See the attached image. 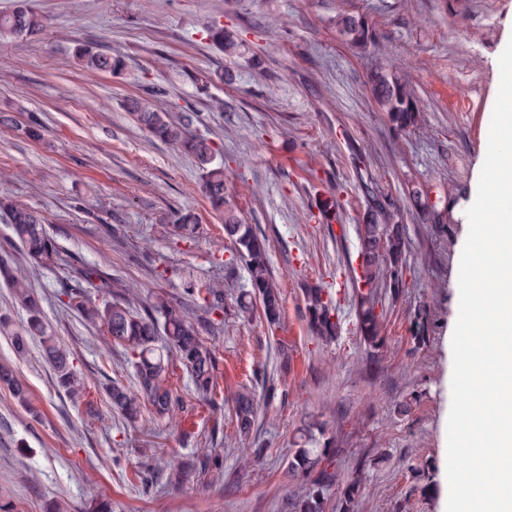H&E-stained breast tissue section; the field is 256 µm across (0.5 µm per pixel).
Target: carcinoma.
<instances>
[{
  "instance_id": "cac0c4a2",
  "label": "carcinoma",
  "mask_w": 512,
  "mask_h": 512,
  "mask_svg": "<svg viewBox=\"0 0 512 512\" xmlns=\"http://www.w3.org/2000/svg\"><path fill=\"white\" fill-rule=\"evenodd\" d=\"M44 26L43 18L18 5L12 12L0 14V35L30 36ZM336 28L354 47H367L373 42V31L362 17L340 14ZM210 39L224 48V54L234 55L239 44L222 28L210 32ZM75 56L91 74L117 75L124 71L125 61L120 55L96 51L79 45ZM379 111L389 124L398 130L417 125L420 106L411 86L397 74L380 64H374L367 73ZM126 109L154 138L173 146L187 149L204 172V192L212 208L223 214L224 236L230 240L233 256L245 261L250 289L242 293L239 306L247 311L253 300H259L262 314L271 335H276L283 325V297L271 276L265 238L252 225L244 223L224 198L225 171L219 164L212 166L215 150L211 142L191 134L190 127L196 113L183 112L172 117L160 112L144 99L126 100ZM361 188L368 205L363 213L359 235L361 282L366 292L358 296V335L364 344L377 349L383 343V313L377 311L376 290L382 286L399 292L406 266V237L402 215L372 180L361 181ZM0 216L11 229L12 239L23 252L27 263L37 267H52L58 263L60 249L53 236L46 232L40 216L12 198L0 195ZM198 220L195 214L179 215L176 228L179 236L191 238L196 233ZM0 283L10 290L12 303L26 311V325L20 331L9 330V321L0 316V333L11 338L15 352L22 355L28 347V338H39L45 357L55 372L57 387L71 398L86 393L84 383L70 363V352L57 340L42 316L41 300L33 291L27 278V269L14 261L12 255H0ZM111 300L97 305L87 300L77 289L68 293L72 309L90 324L100 328L103 335L122 346L129 355L139 394H133L117 382L106 387L110 406L130 423L141 416V400H146L152 414L158 418H173L184 409V401L166 386L172 363L179 362L188 372L193 394L206 401L214 392L217 380V357L212 348L202 340L198 323L189 313L164 295L152 301L135 305L134 291L124 281L114 279L103 283ZM207 311L224 310V287L217 281L206 289ZM305 319L313 336L325 342L337 337V324L333 320V301L322 288L304 291ZM0 385L6 386L17 402L36 416L38 411L31 402L29 390L8 366H0ZM235 418L239 433L248 435L257 418L254 399L248 392H241L235 400ZM333 437L322 424L305 423L299 429L288 460V473L307 483V490L293 501L294 512H329L327 488L333 475L325 465ZM360 482L349 483L337 504L339 512H352L358 496Z\"/></svg>"
}]
</instances>
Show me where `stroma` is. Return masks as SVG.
Instances as JSON below:
<instances>
[{
	"label": "stroma",
	"instance_id": "35a3bbf8",
	"mask_svg": "<svg viewBox=\"0 0 512 512\" xmlns=\"http://www.w3.org/2000/svg\"><path fill=\"white\" fill-rule=\"evenodd\" d=\"M45 26L32 38L0 37V195L37 211L57 241V265L30 272L42 315L71 351L86 385L74 401L56 386L38 339L18 355L0 334V364L28 386L29 414L0 387V512H292L287 461L302 422L336 435L329 490L338 503L361 479L354 512H446L451 340L458 275L477 196L498 86V58L512 41V0H27ZM365 18L366 53L336 31L337 14ZM235 32L239 55L211 41ZM86 44L123 55L122 74L91 75L74 56ZM389 63L424 102L419 125L394 129L367 85L372 62ZM230 71L232 85L200 87ZM194 110V135L232 169L224 198L269 244L284 297V326L269 337L258 315L239 311L247 271L224 238V219L204 195L194 157L150 138L124 107ZM370 178L403 214L404 288L381 290L385 342L356 334L357 228ZM423 186L430 207L414 208ZM337 194L339 223H322L319 192ZM193 211L195 237L175 235ZM131 284L138 302L181 301L218 358V385L198 401L182 366L168 384L185 401L176 424L143 413L128 424L104 394L109 381L135 389L122 347L68 306L66 285L92 302L100 279ZM224 282V311L207 314L187 282ZM330 293L340 337L311 336L303 290ZM293 359L280 367L278 344ZM249 389L258 418L237 434L233 398ZM410 402L403 414L399 406ZM219 467L201 469L204 456ZM160 473L141 480L146 465Z\"/></svg>",
	"mask_w": 512,
	"mask_h": 512
}]
</instances>
